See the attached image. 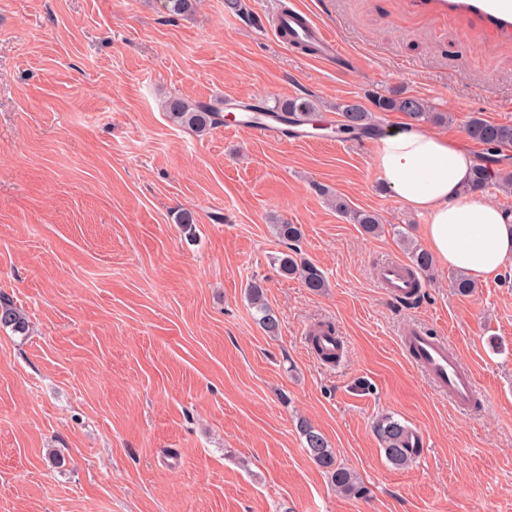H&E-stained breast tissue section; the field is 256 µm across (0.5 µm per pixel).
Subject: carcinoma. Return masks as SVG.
Listing matches in <instances>:
<instances>
[{
    "instance_id": "carcinoma-1",
    "label": "carcinoma",
    "mask_w": 512,
    "mask_h": 512,
    "mask_svg": "<svg viewBox=\"0 0 512 512\" xmlns=\"http://www.w3.org/2000/svg\"><path fill=\"white\" fill-rule=\"evenodd\" d=\"M171 119L177 124L198 134H205L220 122L222 108L217 103H191L173 97L167 104ZM248 109L260 113H277L279 120L291 125H305L311 121L317 109L316 101L307 97L287 98L275 101L260 99L248 105ZM342 117L343 129L356 135L376 136L381 132L379 112H402L415 125L422 123L442 124L450 119L444 112L432 110L422 99L393 90L385 94L378 93L371 99V107L367 108L357 101H345L336 105ZM467 136L486 146L488 154L484 161L501 164L512 159L504 153V148L512 147V124L492 123L478 116H471L464 124ZM492 180L490 168L478 165L467 185V191L482 192ZM336 209L349 220L360 226L367 235H374L380 229V221L376 214L365 210H352L341 200H336ZM275 234L289 251L276 258L280 271L285 276L299 277L306 288L313 292H321L328 287L324 274L312 263L299 256L296 243L302 238L301 227L297 224H276ZM411 266L420 273L428 272L433 264L430 254L423 250L411 251ZM248 299L258 314V323L268 334L279 329V321L274 311L267 305L261 285L254 283L248 288ZM0 327L9 328L15 333L24 334L28 322L24 313L5 293L0 292ZM299 430L305 438V450L308 456L324 471L331 485L344 495L359 496L363 493L355 472L337 462L336 452L326 438L315 427L305 420L299 421ZM376 434L384 449L388 461L397 468L409 466L420 452L419 441L412 431L391 415L380 416L375 424Z\"/></svg>"
}]
</instances>
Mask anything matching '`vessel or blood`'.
Returning a JSON list of instances; mask_svg holds the SVG:
<instances>
[{"label":"vessel or blood","instance_id":"b4317fda","mask_svg":"<svg viewBox=\"0 0 512 512\" xmlns=\"http://www.w3.org/2000/svg\"><path fill=\"white\" fill-rule=\"evenodd\" d=\"M478 10L495 23H512V0H478ZM276 24L288 28L291 38L288 42L292 51L312 47L316 58L331 63L344 58L345 52L326 29L300 21L297 12L279 13ZM241 127L254 132L285 137L286 130L276 125L274 119L253 112L246 113ZM377 283L386 294L394 298H406L418 289L416 279L409 267L402 262L383 264L378 272ZM411 361L420 368L434 388L446 396L456 410L470 408L477 395L473 375L460 362L444 338L431 336L418 330L407 332L403 339Z\"/></svg>","mask_w":512,"mask_h":512}]
</instances>
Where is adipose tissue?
Instances as JSON below:
<instances>
[{"mask_svg": "<svg viewBox=\"0 0 512 512\" xmlns=\"http://www.w3.org/2000/svg\"><path fill=\"white\" fill-rule=\"evenodd\" d=\"M378 179L425 215L426 248L444 266L480 281L496 279L512 258V216L465 190L477 158L460 141L407 124L376 143Z\"/></svg>", "mask_w": 512, "mask_h": 512, "instance_id": "ef3b65f1", "label": "adipose tissue"}]
</instances>
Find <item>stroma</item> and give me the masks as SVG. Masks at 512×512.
<instances>
[{"label": "stroma", "mask_w": 512, "mask_h": 512, "mask_svg": "<svg viewBox=\"0 0 512 512\" xmlns=\"http://www.w3.org/2000/svg\"><path fill=\"white\" fill-rule=\"evenodd\" d=\"M244 2L243 16L226 0L182 15L165 0H0V291L29 321L0 328V512H512V259L468 296L437 264L414 302L390 299L375 272L408 261L425 219L382 188L374 139L340 132L336 110L400 89L483 156L463 122L512 124V26L438 0ZM282 3L345 63L285 47L268 28ZM299 96L319 105L308 142L235 125L241 105ZM173 97L226 117L194 134ZM283 221L325 292L281 274ZM322 322L345 344L333 365L308 343ZM411 327L447 338L482 405L454 410L430 386L401 346ZM384 414L422 444L409 467L385 457ZM302 419L362 495L331 486ZM336 209L345 217H348L353 224H359L362 231L367 235H374L380 229V221L375 213L365 210H352L343 201L336 199ZM247 294L252 308L259 315L258 323L266 333L274 335L279 329V321L274 311L265 302L263 288L260 284L253 283L248 288Z\"/></svg>", "instance_id": "obj_1"}]
</instances>
